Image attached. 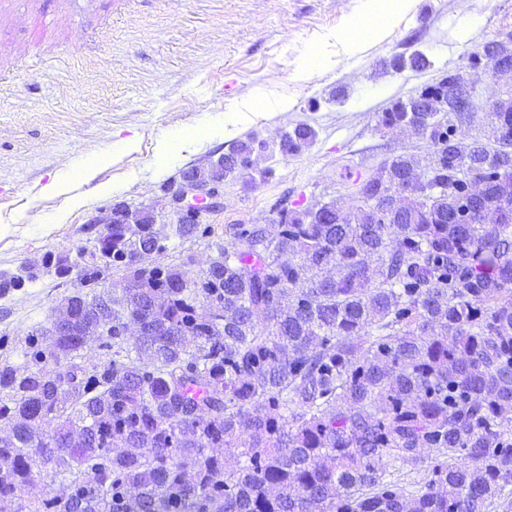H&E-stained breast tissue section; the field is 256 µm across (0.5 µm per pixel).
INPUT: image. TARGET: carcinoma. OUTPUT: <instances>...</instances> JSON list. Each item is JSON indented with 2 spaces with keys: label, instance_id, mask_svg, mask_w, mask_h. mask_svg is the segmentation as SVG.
Here are the masks:
<instances>
[{
  "label": "carcinoma",
  "instance_id": "1",
  "mask_svg": "<svg viewBox=\"0 0 512 512\" xmlns=\"http://www.w3.org/2000/svg\"><path fill=\"white\" fill-rule=\"evenodd\" d=\"M476 63L512 67V34ZM450 71L398 99L379 125L427 143L346 176L334 200L290 209L273 232L231 224L210 266L161 255L155 224L99 232L110 288L64 299L63 336L34 328L0 362V504L8 512H512V94L486 141L455 138ZM318 133L300 122L288 154ZM255 138L224 177L258 169ZM249 164L234 168V156ZM481 173L480 197L466 175ZM425 178L421 198L398 192ZM179 238L210 226L172 224ZM79 262V283L97 278ZM39 269L0 273V297ZM148 275L151 288H127ZM194 281L195 287L185 284ZM140 334L126 336L129 322ZM104 359L87 364L86 331ZM86 440L64 441L74 430ZM218 448H231L224 455ZM430 448L426 459L421 450Z\"/></svg>",
  "mask_w": 512,
  "mask_h": 512
}]
</instances>
